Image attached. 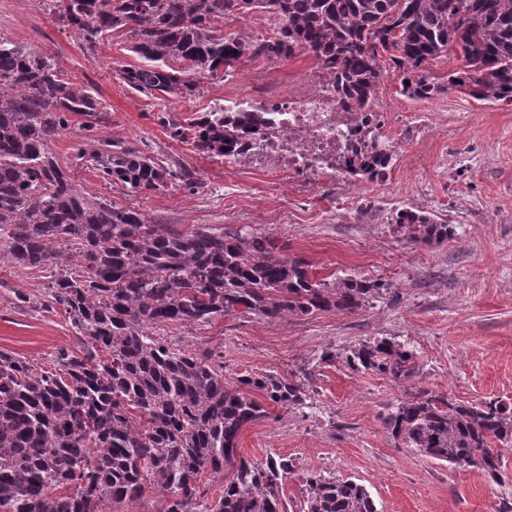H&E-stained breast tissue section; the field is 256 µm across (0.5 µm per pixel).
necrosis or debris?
Returning a JSON list of instances; mask_svg holds the SVG:
<instances>
[{"label": "necrosis or debris", "instance_id": "obj_1", "mask_svg": "<svg viewBox=\"0 0 512 512\" xmlns=\"http://www.w3.org/2000/svg\"><path fill=\"white\" fill-rule=\"evenodd\" d=\"M306 89L295 95L277 93L269 84L254 83L240 105L227 106L228 115L244 109L262 132L248 143L243 157L286 176L295 192L320 189L329 199L345 196L352 184L345 168L351 135L362 122H384L383 114L352 111L328 85L321 65L304 75Z\"/></svg>", "mask_w": 512, "mask_h": 512}]
</instances>
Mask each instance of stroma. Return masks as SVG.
<instances>
[{
    "label": "stroma",
    "mask_w": 512,
    "mask_h": 512,
    "mask_svg": "<svg viewBox=\"0 0 512 512\" xmlns=\"http://www.w3.org/2000/svg\"><path fill=\"white\" fill-rule=\"evenodd\" d=\"M0 36L55 56L67 76L93 88L106 108L100 132L179 159L200 171L203 192L181 188L136 197L104 186L74 167L77 185L112 201L142 207L156 221L240 229L276 237L288 254L303 256L318 276L364 277L382 283V298L353 314L323 313L269 321L236 314L207 325L168 324L159 335L183 348H208L224 363L226 382L241 374L293 375L304 384V408L270 407L268 418L243 428L241 456L292 460L282 485L287 512H302L310 474L352 477L378 512H512V450H503L502 478L451 466L399 447L384 420L401 401L422 391L451 400L512 401V105L486 104L457 90L420 101L401 93L386 74L375 98L381 112L427 116L406 140L386 180L354 184L345 205L316 194L295 200L284 177L242 162L226 168L172 141L157 115L207 110L222 97L243 95L252 78L268 77L287 92L313 62L304 52L274 61H246L227 80L195 76L186 98L159 100L125 86L114 68L135 63L126 42L86 50L40 0H0ZM447 218L456 234L440 245H419L389 219L401 208ZM40 273L0 265V350L52 368L55 352L76 340L61 312L15 307L14 293L41 295ZM388 338L414 355L410 378L395 380L350 369L323 351L344 353Z\"/></svg>",
    "instance_id": "obj_1"
}]
</instances>
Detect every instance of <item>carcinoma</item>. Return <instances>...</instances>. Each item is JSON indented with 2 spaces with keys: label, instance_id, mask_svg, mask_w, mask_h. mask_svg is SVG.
Listing matches in <instances>:
<instances>
[{
  "label": "carcinoma",
  "instance_id": "1",
  "mask_svg": "<svg viewBox=\"0 0 512 512\" xmlns=\"http://www.w3.org/2000/svg\"><path fill=\"white\" fill-rule=\"evenodd\" d=\"M85 48L124 35L137 65H118L130 89L190 96L191 77H226L244 60L306 52L328 71L336 94L358 110L374 106L385 73L401 93L426 100L455 89L512 105V0H42ZM273 12L282 24L263 39L224 34L226 19ZM461 61L448 81L422 73L441 58ZM81 134L68 159L51 145L75 118ZM99 99L49 56L0 37V262L49 273L41 297L15 294L32 309H61L80 349L62 348L48 371L0 351V512H126L146 489L158 512H280L292 460L239 456L242 428L267 417L265 403L294 409L303 384L270 373L224 383L210 349L187 350L154 335L168 323L205 325L250 313L275 321L356 312L381 295L376 282L315 276L276 238L197 226L155 224L75 184L93 170L126 195L180 187L199 193V173L99 134ZM159 121L199 155L230 157L257 128L209 112ZM396 156L380 125L359 131L349 157L354 181L385 179ZM396 229L421 245L454 235L448 220L401 209ZM352 369L394 380L414 371L413 353L387 338L345 352ZM385 424L403 448L492 479L501 448L512 449V404L463 403L433 392L400 402ZM207 476L223 484L211 499ZM305 512H378L351 477L305 476Z\"/></svg>",
  "mask_w": 512,
  "mask_h": 512
}]
</instances>
